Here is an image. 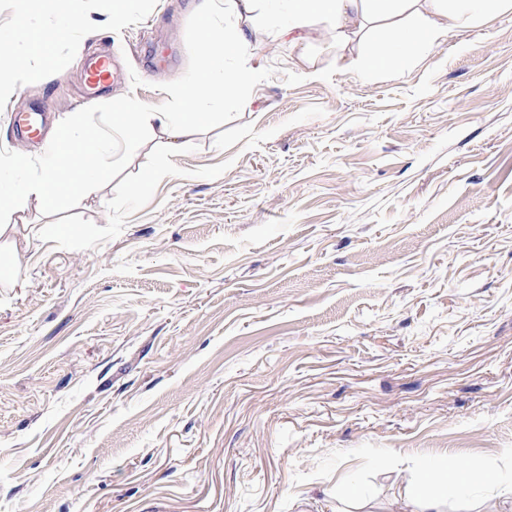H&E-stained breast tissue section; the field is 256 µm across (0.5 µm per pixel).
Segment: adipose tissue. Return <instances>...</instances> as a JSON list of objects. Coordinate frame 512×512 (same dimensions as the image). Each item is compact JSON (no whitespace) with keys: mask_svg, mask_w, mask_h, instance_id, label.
I'll use <instances>...</instances> for the list:
<instances>
[{"mask_svg":"<svg viewBox=\"0 0 512 512\" xmlns=\"http://www.w3.org/2000/svg\"><path fill=\"white\" fill-rule=\"evenodd\" d=\"M63 0H38L41 9L53 13L58 23L46 37H30L21 27L12 29V39L27 43L32 55L43 66H51V46L74 34L82 25V15L62 5ZM289 32L315 29L320 24L332 26L337 42H345L367 23L387 21L386 34L371 42L365 63L380 69L395 57H411L419 44L435 39L447 23L467 22L479 17L486 0H459L452 8L441 7V0H290ZM260 0H198L196 17L202 25V44L198 52V75L193 83L180 92L181 108L176 112H153L146 106L128 100L111 114L112 132L106 137L108 148L117 144L133 147L145 134L163 139L165 148L178 149L197 133L208 116L207 103L214 91L234 93L249 82L252 72L242 67L233 73L224 71L226 50L243 52L249 42V28L258 17ZM405 13L419 15L414 29L404 27L399 17ZM235 21L231 32L218 25L220 17ZM88 139L84 128L77 123L61 124L59 133L46 147V159L40 175L13 185L8 194L13 197V210H22L29 201L46 207L55 206L64 193L74 192L83 197L95 195L112 178V165L103 159L87 160ZM470 472L453 461L442 462L430 472L426 481H408L405 494L417 506L416 512H444L445 486L458 493L461 512H477L470 500Z\"/></svg>","mask_w":512,"mask_h":512,"instance_id":"adipose-tissue-1","label":"adipose tissue"}]
</instances>
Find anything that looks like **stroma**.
I'll use <instances>...</instances> for the list:
<instances>
[{"instance_id": "1", "label": "stroma", "mask_w": 512, "mask_h": 512, "mask_svg": "<svg viewBox=\"0 0 512 512\" xmlns=\"http://www.w3.org/2000/svg\"><path fill=\"white\" fill-rule=\"evenodd\" d=\"M193 4L78 0L13 105L93 143L113 99L175 111ZM54 24L0 0L2 29ZM287 25L265 8L251 82L189 145L142 137L100 198L16 214L0 512H410L406 480L447 458L486 471L481 512H512V9L396 70L365 67L372 30L339 48ZM106 49L127 75L86 98ZM42 146L0 112V184Z\"/></svg>"}]
</instances>
